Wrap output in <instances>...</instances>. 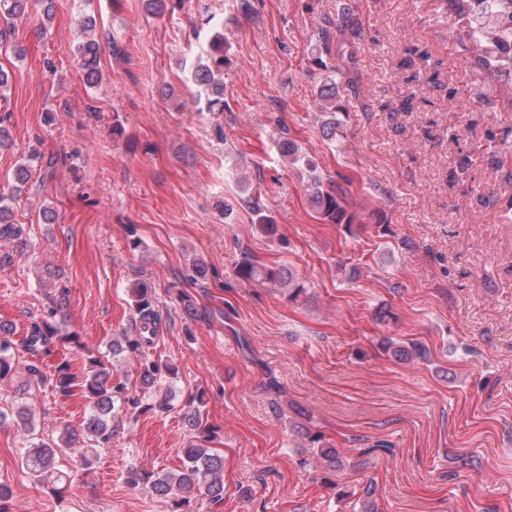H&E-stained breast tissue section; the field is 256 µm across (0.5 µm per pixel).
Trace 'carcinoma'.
I'll use <instances>...</instances> for the list:
<instances>
[{"mask_svg":"<svg viewBox=\"0 0 512 512\" xmlns=\"http://www.w3.org/2000/svg\"><path fill=\"white\" fill-rule=\"evenodd\" d=\"M31 0H0V22L8 29L15 19L25 16ZM451 9L462 17V29L456 37L460 42H469L478 51L476 64L491 76L512 77V0H450ZM352 15L349 0H338L336 18H327L315 28L314 37L330 49L337 35L348 27ZM101 36L97 33V21L92 15H86L80 21V35L74 49V56L83 82L90 88L101 85L103 73L101 68ZM224 33L213 35L209 50L197 60L191 71V80L199 90L207 96V111H224V64L226 61ZM314 64L324 71L323 82L318 88L315 98L317 111L326 114L320 125V135L326 141L336 142L339 122L336 119V77L340 66L328 63L318 56ZM278 150L284 160L307 173V192L309 202L315 213L326 224H339L347 232H352V225L361 224L363 220L356 212L348 209L347 189L333 180H324L318 165L306 156L299 145L284 136L277 143ZM41 150L33 148L22 158L13 172L11 191L0 192V239L8 238L22 243L23 226L15 219L14 203L18 201L24 188L30 182L35 168L42 167ZM240 188L246 192L242 199L247 209L253 213L256 229L267 237L277 232L274 219L265 214L261 204V195L251 191L249 183L240 182ZM239 273L248 280H261L274 286H281L289 293L297 296L303 287L295 282L292 271L285 267H256L251 262L240 265ZM134 309L141 324V329L148 335L137 339L117 340L112 343V354L120 355L125 351L141 353L143 346L154 344L152 334L156 333L159 313L156 309V298L152 288L145 281L133 284L131 288ZM12 328L0 323V380L5 379L12 371L14 361V343L10 339ZM67 343H79V336L74 331L61 332L49 320L43 319L30 325L29 333L23 340V350L37 354L46 349L55 340ZM381 349L401 364H413L426 358V350L413 341H399L392 337L381 342ZM27 383L22 391L28 392L34 386L50 381L52 388L59 394L67 396L79 390L81 397L87 401L89 415L80 431L65 429L60 442L46 441L36 433L29 409L26 405L17 407L15 417L26 432V445L21 453V464L38 481L60 489L71 481V472L61 470L57 466V455L64 450L76 457L81 466L91 464L92 449L83 446L87 441L108 442L112 434L109 418L119 399L122 387L112 384V372L97 358L91 357L82 377L70 372L68 365L56 367L53 378L38 366L31 364L27 368ZM176 375V367L162 358L144 359L140 363V383L150 389L158 383L162 374ZM182 420L188 431V448L184 449V460L180 470L176 472L153 473L132 471L129 482L140 487L148 494L160 499L171 500L176 505L175 512H194L191 503L195 499L207 498L219 502L224 498V460L214 453L213 431L203 425L200 408L189 403L182 414ZM307 447L313 449L315 467L323 473L332 475L343 466V460L333 445L324 441V437L310 428L303 426L297 430ZM359 512H382L377 501L376 490L372 486L364 488L358 498Z\"/></svg>","mask_w":512,"mask_h":512,"instance_id":"1","label":"carcinoma"}]
</instances>
